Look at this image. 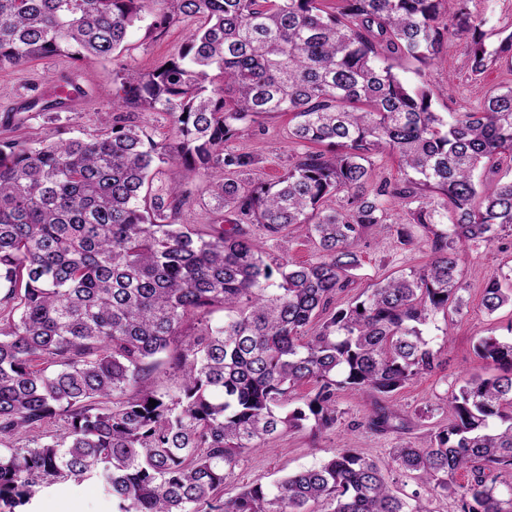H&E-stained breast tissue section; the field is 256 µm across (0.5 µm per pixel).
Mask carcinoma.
<instances>
[{
	"mask_svg": "<svg viewBox=\"0 0 512 512\" xmlns=\"http://www.w3.org/2000/svg\"><path fill=\"white\" fill-rule=\"evenodd\" d=\"M147 3L157 34L195 28L146 73L118 64L97 133L0 139V512L89 477L115 512H432L398 495L397 472L456 495L458 512H512V339L490 335L476 352L501 373L448 391V422L390 449L388 468L339 448L224 498L244 455L334 428L338 391L386 398L437 367L422 326L462 311L467 249L512 231V178L476 176L512 161V86L447 118L389 60L431 62L464 32L481 77L512 58V31L487 49L467 0H0V67L117 61ZM153 113L170 120L162 143L138 121ZM273 113L291 116L304 151L269 182L259 156L229 143ZM386 150L404 181L369 188ZM166 167L206 182L211 223H182L189 195L160 178ZM339 193L342 207H326ZM395 206L403 243L414 225L431 237L429 262L334 306L355 283L362 235ZM244 224L274 239L305 224L321 258L272 265ZM503 280L483 286L491 314L512 305ZM162 363L175 395L152 380ZM410 425L379 404L369 414L379 431Z\"/></svg>",
	"mask_w": 512,
	"mask_h": 512,
	"instance_id": "1",
	"label": "carcinoma"
}]
</instances>
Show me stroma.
Here are the masks:
<instances>
[{
    "label": "stroma",
    "mask_w": 512,
    "mask_h": 512,
    "mask_svg": "<svg viewBox=\"0 0 512 512\" xmlns=\"http://www.w3.org/2000/svg\"><path fill=\"white\" fill-rule=\"evenodd\" d=\"M472 14L486 16L488 48H495L499 33L512 28V0H470ZM192 29L191 22L171 25L160 37L150 34L147 22H139L130 29V50L123 60L134 69L146 72L157 60L175 53ZM466 42L461 38L444 40L441 53L429 65L417 61L395 59V72L413 77L422 70L424 80L440 95L436 111L465 112L477 107L492 89L512 85V61L499 60L485 76L474 78L468 71ZM75 81L84 88L79 105L46 115L29 109V102L48 99L63 82ZM113 66L94 62H80L65 55L36 59L26 66L0 70V139L31 137L57 140L82 133L92 134L99 128L100 113L109 111L112 103ZM288 115L275 114L261 119L232 142L235 150L258 155L266 179L282 175L288 158L296 151L289 137ZM245 232L263 245L273 258L305 262L319 259L320 253L306 230L288 234L286 238H267L257 225L248 224ZM412 244H402L394 225L369 230L361 240V266L355 282L346 292L337 294V305L343 306L358 294L383 278L407 273L424 266L431 254L430 241L421 228H414ZM512 278V233H500L489 244L471 251L461 266L464 300L463 312L458 316L450 340H443L445 321L435 315L424 326L423 332L439 349L442 365L435 373L426 374L412 384L393 393L385 401L386 407L408 413H422L417 426L406 433L380 432L366 424V415L373 400L364 394L344 389L338 392L336 405L339 419L335 427L318 435L291 432L269 440L261 448L241 460L234 477L224 486L225 496L237 494L247 484L272 485L281 476L312 467L336 449L354 448L358 452L386 463L391 448L403 443L419 445L433 426L447 419L440 403L455 382L473 377L494 375V368L479 358L474 350L477 337L494 335L512 337V307L504 306L495 313H487L482 305V289L491 275ZM32 512H112V504L101 484L93 479L79 484L56 485L40 492L33 500Z\"/></svg>",
    "instance_id": "obj_1"
}]
</instances>
